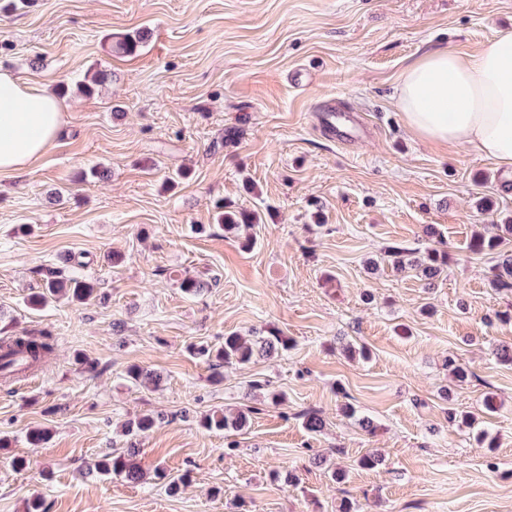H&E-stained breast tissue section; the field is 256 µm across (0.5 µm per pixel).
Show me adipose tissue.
<instances>
[{
    "label": "adipose tissue",
    "instance_id": "adipose-tissue-1",
    "mask_svg": "<svg viewBox=\"0 0 512 512\" xmlns=\"http://www.w3.org/2000/svg\"><path fill=\"white\" fill-rule=\"evenodd\" d=\"M395 105L419 137L512 167V32L469 53H427L404 71ZM63 119L55 96L0 72V173L23 171L44 154Z\"/></svg>",
    "mask_w": 512,
    "mask_h": 512
}]
</instances>
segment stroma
Here are the masks:
<instances>
[{"label": "stroma", "mask_w": 512, "mask_h": 512, "mask_svg": "<svg viewBox=\"0 0 512 512\" xmlns=\"http://www.w3.org/2000/svg\"><path fill=\"white\" fill-rule=\"evenodd\" d=\"M136 32V52L114 50ZM504 32L512 0H32L1 12L0 71L59 95L66 120L22 174L0 173V337L56 340L38 372L0 384L12 441L0 512L34 496L43 512H337L344 500L356 512H512V364L496 356L512 348V293L489 284L498 255L467 249L512 218V169L417 137L395 106L423 54ZM100 69L110 79L83 95ZM331 112L359 114V138H326ZM92 168L102 179L83 181ZM482 197L491 212L476 209ZM219 202L260 213L253 249L217 224ZM429 224L448 250L433 286L385 263L368 271L387 246L428 245ZM71 255L100 299L28 307ZM187 276L209 289L184 293ZM271 329L288 351L226 369L196 353ZM350 343L370 360L348 358ZM133 365L159 386L128 383ZM450 407L475 414L497 448L449 423ZM224 408L251 409L247 426H199ZM150 413L164 419L139 438V459L188 473L175 494L94 468L125 447L126 420ZM33 429L50 433L41 447ZM371 452L382 464L362 468Z\"/></svg>", "instance_id": "obj_1"}]
</instances>
